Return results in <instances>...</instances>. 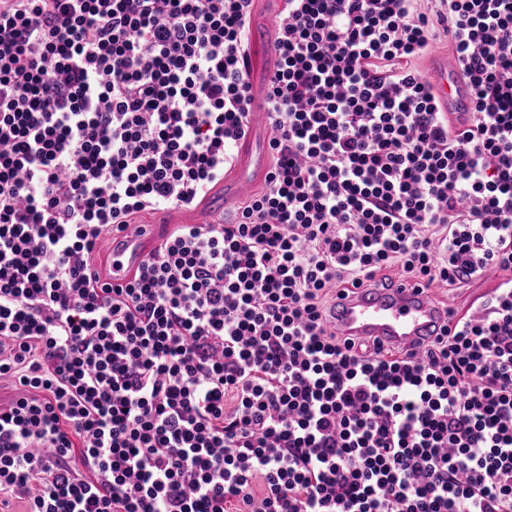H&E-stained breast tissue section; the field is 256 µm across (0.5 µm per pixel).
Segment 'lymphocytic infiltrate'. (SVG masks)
Segmentation results:
<instances>
[{
  "label": "lymphocytic infiltrate",
  "instance_id": "1",
  "mask_svg": "<svg viewBox=\"0 0 512 512\" xmlns=\"http://www.w3.org/2000/svg\"><path fill=\"white\" fill-rule=\"evenodd\" d=\"M0 0V507L512 512V0ZM446 36L473 96L414 62ZM265 185L123 286L92 262L224 179L254 105ZM487 300L422 357L337 336V293ZM281 7L280 0H254L251 33L253 28H264L267 39L257 42L250 33L249 47L252 57L251 82L257 98L263 96L269 74L273 71L275 57L272 42L275 38L274 18ZM431 83L444 112H467L472 105V95L459 77L455 59H440L432 72ZM485 278L472 281L469 285L462 288L448 289V292L436 291L440 301L447 302L449 307L455 308L459 312H464L473 305L476 307L482 300L492 292L497 281L488 279H496L498 272L486 271L483 273Z\"/></svg>",
  "mask_w": 512,
  "mask_h": 512
}]
</instances>
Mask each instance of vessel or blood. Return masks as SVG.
<instances>
[{
    "label": "vessel or blood",
    "instance_id": "1",
    "mask_svg": "<svg viewBox=\"0 0 512 512\" xmlns=\"http://www.w3.org/2000/svg\"><path fill=\"white\" fill-rule=\"evenodd\" d=\"M439 105L446 112H466L472 105L468 86L462 83L455 60L440 59L431 76ZM266 164V146L250 149L243 164L235 168L226 183L231 192H247L253 169ZM148 227L131 228L112 236V281L126 283L131 273L148 256ZM448 323V309L424 286L395 281L386 286L365 285L337 297L331 325L337 335L355 340L378 341L386 347L424 351L440 336Z\"/></svg>",
    "mask_w": 512,
    "mask_h": 512
}]
</instances>
